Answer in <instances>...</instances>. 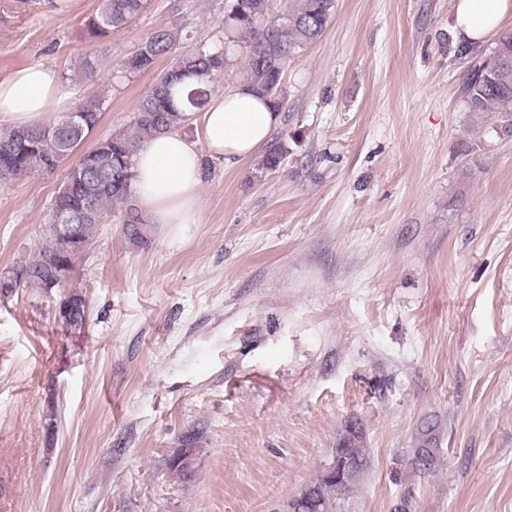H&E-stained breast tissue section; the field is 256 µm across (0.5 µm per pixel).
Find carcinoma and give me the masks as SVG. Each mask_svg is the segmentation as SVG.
I'll use <instances>...</instances> for the list:
<instances>
[{
	"instance_id": "carcinoma-1",
	"label": "carcinoma",
	"mask_w": 512,
	"mask_h": 512,
	"mask_svg": "<svg viewBox=\"0 0 512 512\" xmlns=\"http://www.w3.org/2000/svg\"><path fill=\"white\" fill-rule=\"evenodd\" d=\"M283 17L266 18L263 0H228L224 14V47L198 48L177 55L175 63L161 73L138 102L133 126L105 138L106 145L87 160L68 166L61 188L68 191L66 202L83 207L78 219L77 242L85 245L97 233L112 206L122 207L123 224L133 225L128 233L143 240L146 219L131 193L135 177V156L152 136L180 127L183 115L177 105L185 79L196 80L187 101L193 111L206 106L217 75L232 62L231 51L245 49L244 85L265 99L274 111L283 108L282 79L288 61L305 50L324 32L336 10V0H286ZM148 6V0H99L95 14L86 21L92 38L103 39L112 31L129 25ZM175 35L159 28L138 52L124 62L122 71L134 75L151 70L162 58L175 52ZM462 97L472 112L492 116L512 113V33L502 35L489 55L473 64L462 87ZM103 100L97 95L76 107L84 114V127L55 130L61 121L28 127L0 125V170L44 175L65 160L101 118ZM288 154V145H270L258 164V172L278 168ZM32 259L8 270L19 276L18 285L51 288L63 285L74 269L76 255L64 251L50 229ZM363 434L355 428L344 430L336 439L335 457L343 465L339 477L323 475L308 484L292 501L294 512H339L337 500L353 492L369 467ZM441 461L437 425L427 423L407 451L406 466L421 477L434 473Z\"/></svg>"
}]
</instances>
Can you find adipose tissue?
<instances>
[{"instance_id":"adipose-tissue-1","label":"adipose tissue","mask_w":512,"mask_h":512,"mask_svg":"<svg viewBox=\"0 0 512 512\" xmlns=\"http://www.w3.org/2000/svg\"><path fill=\"white\" fill-rule=\"evenodd\" d=\"M512 0H457L455 29L479 42L497 29ZM73 92L54 67L33 64L0 81V124L23 127L69 110ZM246 88L212 95L206 108L187 115L194 131L155 135L135 157L132 193L151 224H197L202 220L198 145L232 164L251 157L278 121Z\"/></svg>"}]
</instances>
